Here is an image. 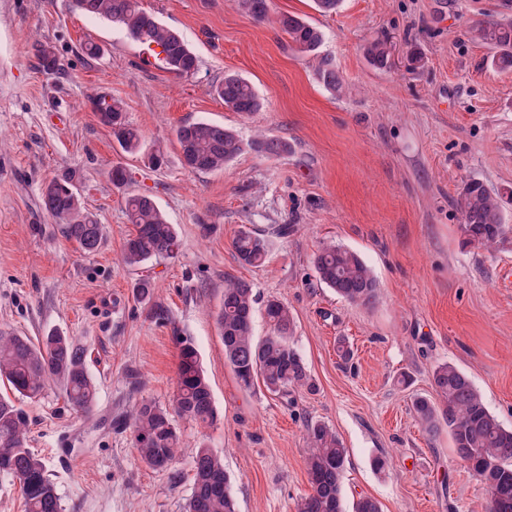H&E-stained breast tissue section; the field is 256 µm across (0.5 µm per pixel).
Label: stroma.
I'll list each match as a JSON object with an SVG mask.
<instances>
[{
	"label": "stroma",
	"instance_id": "obj_1",
	"mask_svg": "<svg viewBox=\"0 0 512 512\" xmlns=\"http://www.w3.org/2000/svg\"><path fill=\"white\" fill-rule=\"evenodd\" d=\"M178 30L198 57L193 75L145 63L119 27L71 10L68 0H0V329L36 339L56 330L82 343L97 381L95 411L67 407L59 386L24 400L30 447L45 461L63 512H184L195 450L224 457L237 512H294L309 490L308 421L332 428L348 450L346 498H375L382 512H487L488 493L451 451L447 432L427 435L414 397L434 398L433 369L462 370L487 408L512 428V237L495 251L465 244L457 198L482 182L502 196L512 225V71L492 64L475 32L512 22L507 0H342L324 15L312 0H271L272 14L300 15L324 33L347 92L314 78V57L292 49L270 21L234 0H141ZM55 46L64 70L46 75L32 40ZM384 39L393 65L364 56ZM102 46L87 56V43ZM422 54L408 60L410 48ZM251 82L262 112L245 118L213 91L225 74ZM121 100L152 170L123 152L85 106L87 95ZM209 120L287 138L288 155H240L224 170L184 169L175 129ZM123 165L131 180L113 186ZM74 172L85 208L106 226L83 253L40 207L45 181ZM148 193L181 241L176 257L149 263L151 302L133 293L121 262L132 226L125 197ZM293 225L288 237L277 234ZM249 228L270 240L265 263L240 266L232 240ZM361 255L378 297L356 306L320 284L310 257L323 242ZM291 310L293 346L315 384L289 398L244 391L224 361L217 314L224 276ZM162 306L167 321L153 316ZM198 351L218 420L203 429L176 419L180 457L156 472L113 418L141 400L171 406L182 340ZM353 352L337 353L338 340ZM409 374L410 386L399 382ZM388 461L376 469L374 458Z\"/></svg>",
	"mask_w": 512,
	"mask_h": 512
}]
</instances>
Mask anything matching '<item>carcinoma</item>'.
I'll return each mask as SVG.
<instances>
[{"label":"carcinoma","mask_w":512,"mask_h":512,"mask_svg":"<svg viewBox=\"0 0 512 512\" xmlns=\"http://www.w3.org/2000/svg\"><path fill=\"white\" fill-rule=\"evenodd\" d=\"M238 9L256 19L268 17L270 0H235ZM73 10L120 26L135 42L155 53L164 68L178 76L195 73L198 59L182 35L144 11L139 0H70ZM275 24L301 53L317 57L315 80L334 96L346 92V84L331 58L319 55L324 42L321 29L288 13L276 16ZM480 39L496 50L494 64L512 68V24L492 23L478 30ZM40 70L47 75L63 71L55 48L34 45ZM369 61L380 67L390 65L391 47L385 40H373L365 48ZM224 106L244 117L264 108V100L251 83L226 74L215 88ZM90 106L99 121L128 153L143 148L142 136L126 120L124 104L104 96L93 97ZM183 167L192 173L224 169L246 151L278 158L291 151L288 139L258 135L243 140L235 129L209 121L179 125L175 130ZM40 204L61 227L63 236L85 253L96 252L104 239V226L82 206L70 179H52L42 186ZM465 243L492 250L512 233L505 223L500 195L483 183L468 182L458 200ZM128 223L134 226L123 245L126 268L139 270L149 261L174 256L179 248L176 225L167 222L155 201L147 194L125 199ZM238 262L259 267L269 253L268 238L254 230H241L232 242ZM311 263L320 283L353 305L367 306L377 299L378 283L362 257L338 244H324L313 253ZM137 297H153L154 279L145 275L134 285ZM258 297L253 284L224 275V297L217 321L224 343V361L240 387L249 391L260 383L270 394L286 398L308 385L305 362L290 344L294 318L278 299L265 302L264 313L271 331L257 340L253 319ZM0 381L10 385L17 396L33 399L53 382L61 388L67 407L80 414L91 413L97 404L98 388L86 366V349L70 336L50 331L36 343L25 336L0 330ZM432 382L439 402L424 397L412 401L413 411L429 435L448 428L458 460L488 492L487 512H512V428L505 427L485 405L468 376L449 363L435 367ZM192 421L202 428L217 419L212 390L199 361L196 348L181 342L177 367V392L173 408L142 400L125 415L140 460L149 468L164 471L176 461L180 437L174 417ZM30 418L21 404L0 396V474L19 482L24 512H62L55 483L45 464L29 446ZM306 471L309 492L294 503V512H382L379 502L361 495L347 502L344 471L347 450L336 433L322 422L306 428ZM185 512H236L229 490L223 458L206 444L193 457L191 494Z\"/></svg>","instance_id":"1"}]
</instances>
